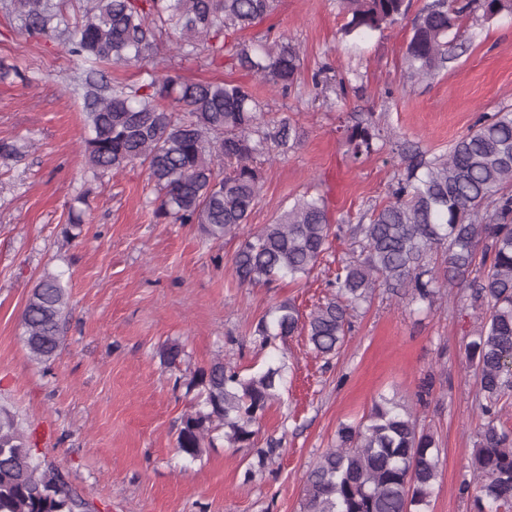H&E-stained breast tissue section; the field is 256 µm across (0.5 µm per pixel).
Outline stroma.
Segmentation results:
<instances>
[{"instance_id":"obj_1","label":"stroma","mask_w":512,"mask_h":512,"mask_svg":"<svg viewBox=\"0 0 512 512\" xmlns=\"http://www.w3.org/2000/svg\"><path fill=\"white\" fill-rule=\"evenodd\" d=\"M0 0V61L20 77L0 81V139L17 157L0 158V403L27 426L38 455L54 461L96 512H300L306 473L336 443L340 423L361 418L378 393L415 403L436 436L439 481L429 512H470L459 486L470 478L480 423L466 345L484 313L439 295L411 312L406 299L378 289L353 319L340 355L324 363L306 336L288 337L287 382L267 410L259 444L281 449L245 480L254 449L215 439L196 460L176 450L181 418L195 397L188 385L221 358L247 373L270 361L253 334L259 318L289 300L309 313L328 295L348 237L307 279L273 288L240 286L232 259L239 241L213 240L198 225L156 219L159 192L134 163L94 177L82 155V66L64 38L34 36ZM340 0H275L273 13L241 32L244 40L283 36L303 59L297 85L281 94L245 72L211 64L206 53L184 60L168 37L155 63L190 80L248 84L269 111L297 119L300 140L264 163L263 188L249 224L272 223L305 193L323 196L332 224H354L387 199L400 148L427 157L447 153L483 113L512 110V9L464 17L453 58L434 78L404 77L411 32L403 20L364 38L341 34ZM325 71L323 88L312 76ZM374 113L390 145L352 160L343 125ZM84 222L68 233L69 208ZM61 275L71 297L59 356L31 360L20 319L37 281ZM179 343L175 365L163 346Z\"/></svg>"}]
</instances>
